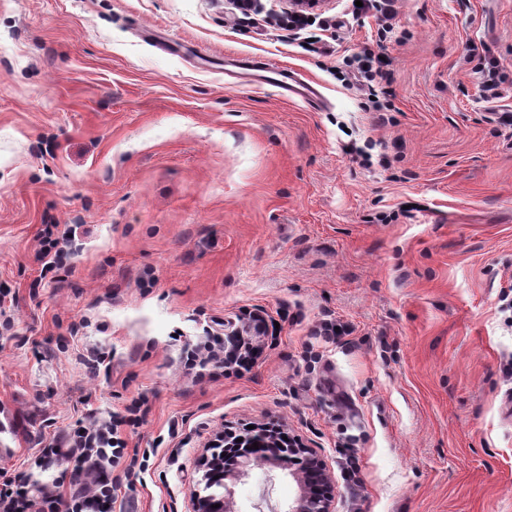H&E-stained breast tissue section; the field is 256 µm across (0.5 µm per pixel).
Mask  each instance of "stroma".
<instances>
[{"label":"stroma","instance_id":"obj_1","mask_svg":"<svg viewBox=\"0 0 512 512\" xmlns=\"http://www.w3.org/2000/svg\"><path fill=\"white\" fill-rule=\"evenodd\" d=\"M261 4L0 0V475L58 484L44 446L140 398L113 512H191L215 433L272 420L327 461L335 512H512V137L486 120L512 110V0H398L389 23L324 0L312 46ZM366 48L390 60L383 122L343 77ZM228 54L323 103L226 78ZM48 224L89 232L44 275ZM248 311L270 325L249 370L186 367ZM325 319L349 335L312 338ZM295 495L262 465L235 487L239 512ZM226 66L256 71L255 83L259 85L269 84L279 88L282 96L286 99L297 100L310 105L317 104L320 100L321 92L318 85L311 80L303 79L291 68L234 56H228L224 59V67Z\"/></svg>","mask_w":512,"mask_h":512}]
</instances>
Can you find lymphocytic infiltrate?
<instances>
[{
    "instance_id": "obj_1",
    "label": "lymphocytic infiltrate",
    "mask_w": 512,
    "mask_h": 512,
    "mask_svg": "<svg viewBox=\"0 0 512 512\" xmlns=\"http://www.w3.org/2000/svg\"><path fill=\"white\" fill-rule=\"evenodd\" d=\"M256 352L250 343L238 350L225 349L221 335L207 337L188 361L201 371L248 368ZM139 403H132L127 415L78 423L65 436L53 439L48 449H67L73 479L68 489L34 487L28 474L18 473L0 483V512H109L112 481L107 465L121 457L127 447L121 436L125 426L138 424Z\"/></svg>"
}]
</instances>
